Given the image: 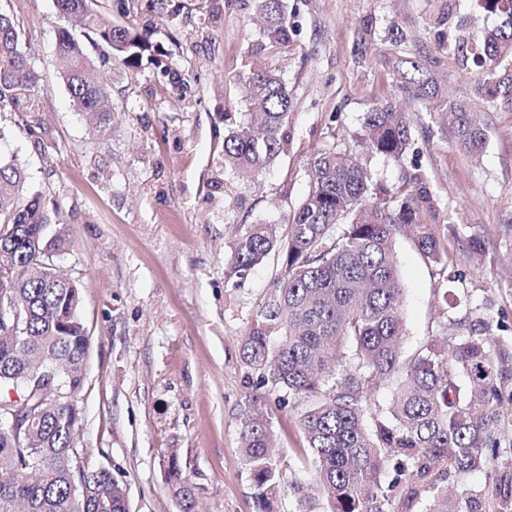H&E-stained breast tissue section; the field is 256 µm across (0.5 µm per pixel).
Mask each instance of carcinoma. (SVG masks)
Returning a JSON list of instances; mask_svg holds the SVG:
<instances>
[{"instance_id":"carcinoma-1","label":"carcinoma","mask_w":512,"mask_h":512,"mask_svg":"<svg viewBox=\"0 0 512 512\" xmlns=\"http://www.w3.org/2000/svg\"><path fill=\"white\" fill-rule=\"evenodd\" d=\"M265 18L259 46L282 47L291 39L285 0H254ZM499 22L469 54L488 68L473 86V97L512 107V8L484 0ZM63 17H77L83 29L58 31L56 56L69 96L78 111L91 116L96 130L112 129L107 87L92 73L83 38L96 37L103 56L127 68L139 66L152 48L149 23L141 28L115 24L89 7L88 0H55ZM13 17L0 12V100L19 112L41 111L40 77L30 63ZM404 76L406 93L429 99L433 81L417 61ZM249 112L241 119L217 112L224 130V169L257 176L290 141L292 99L274 72L253 69L240 77ZM448 125L458 144L481 151L486 134L468 106L448 102ZM367 145L392 158L411 143L406 116L389 106L365 113ZM0 132V279L20 311L24 342L0 340V402H19L41 414L39 444L28 449L0 435V512L17 503L25 512H127L126 486L111 471L82 474L84 492L74 488L72 451L80 423L73 406L46 409L41 393L30 390L34 361H64L79 369L87 347L79 316L80 287L40 264L38 251L59 253L69 244L36 190L23 192L27 174L17 155L3 148ZM310 190L289 224H245L231 242L225 277L244 280L270 256L279 274L256 310L240 343L241 360L256 376L237 417L242 459L267 509L280 485L288 483L296 512H391L394 492L407 503L421 493L433 497L429 512H487L485 496L470 488L454 498L443 495L451 472L486 467L497 447L500 395L498 369L484 336H450L436 331L410 357L401 352L405 327L402 288L394 260L395 235L407 230L430 263L448 266L455 254L438 224H426L422 204L430 202L425 178L404 175L398 188L379 193L357 159L327 145L309 163ZM395 378L392 407L382 412L375 394L381 381ZM304 404L299 428L310 454L307 477L287 478L273 452L277 432L274 409ZM39 480L23 474L33 463ZM168 478L182 512H194V488L171 457Z\"/></svg>"}]
</instances>
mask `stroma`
Returning a JSON list of instances; mask_svg holds the SVG:
<instances>
[{
  "instance_id": "1",
  "label": "stroma",
  "mask_w": 512,
  "mask_h": 512,
  "mask_svg": "<svg viewBox=\"0 0 512 512\" xmlns=\"http://www.w3.org/2000/svg\"><path fill=\"white\" fill-rule=\"evenodd\" d=\"M287 3L291 42L261 50L254 0H227L215 21L210 0H94L116 20L150 17L153 42L180 74L172 80L147 62L114 66L88 47L116 109L103 137L75 110L58 69L64 21L53 0H0L43 77L41 111L0 101V132L69 230L55 263L81 288L90 338L77 443L85 468L109 469L126 485L130 512H180L167 480L172 456L195 488L196 512H262L240 451L248 392L240 341L277 267L268 259L241 282L225 279L224 268L238 225L287 223L309 191V160L326 145L360 160L375 189L424 174V220L441 225L458 260L429 263L396 235L403 352L412 355L439 322L458 336L490 337L502 395L495 458L445 485L491 489L512 473V109L477 105L488 136L477 158L457 144L446 115L449 102L470 100L479 73L462 45L495 18L480 0ZM407 58L433 78L430 103L408 100ZM257 65L281 76L293 107L287 151L250 179L225 171L213 118L247 112L240 78ZM386 103L410 120L412 143L398 159L364 143L365 112ZM296 417L287 408L273 418L291 477L306 451Z\"/></svg>"
}]
</instances>
